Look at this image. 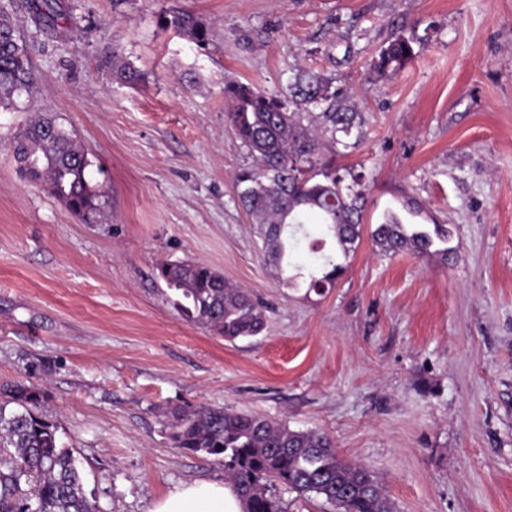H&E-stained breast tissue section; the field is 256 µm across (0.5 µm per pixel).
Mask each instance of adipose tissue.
Listing matches in <instances>:
<instances>
[{"mask_svg": "<svg viewBox=\"0 0 512 512\" xmlns=\"http://www.w3.org/2000/svg\"><path fill=\"white\" fill-rule=\"evenodd\" d=\"M149 512H241V506L223 483L199 482L175 487Z\"/></svg>", "mask_w": 512, "mask_h": 512, "instance_id": "obj_1", "label": "adipose tissue"}]
</instances>
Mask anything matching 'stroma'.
<instances>
[{"label":"stroma","instance_id":"stroma-1","mask_svg":"<svg viewBox=\"0 0 512 512\" xmlns=\"http://www.w3.org/2000/svg\"><path fill=\"white\" fill-rule=\"evenodd\" d=\"M57 26L16 20L31 86L0 109V384L45 393L100 512H149L224 462L177 447L202 405L324 431L372 470L394 512H512V0H62ZM188 12L198 48L161 15ZM415 56L381 78L396 37ZM120 56L143 81H116ZM344 89L363 119L337 156L367 176L368 229L335 288L284 287L257 248L236 177L254 159L227 126L224 83L283 93L296 70ZM48 113L106 191L71 214L10 149ZM444 224L447 264L379 256L387 210ZM202 262L262 305L263 334L186 320L161 264Z\"/></svg>","mask_w":512,"mask_h":512}]
</instances>
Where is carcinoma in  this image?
Listing matches in <instances>:
<instances>
[{
    "mask_svg": "<svg viewBox=\"0 0 512 512\" xmlns=\"http://www.w3.org/2000/svg\"><path fill=\"white\" fill-rule=\"evenodd\" d=\"M63 17L59 0H36L31 20L53 27ZM160 22L182 32L197 47L211 34L193 15L176 13ZM411 42L398 37L374 61L380 75L401 71L413 58ZM112 74L126 84L142 80L133 64L112 58ZM30 83L29 60L11 16L0 11V108ZM330 78L311 71L295 77L289 97L250 84H224L225 118L235 136L256 160L255 169L239 178V198L257 226L262 249L282 283L306 286L317 294L336 286L347 269L363 232L364 175L338 168L335 156L321 151L318 133L334 143L360 126L358 113L339 104ZM322 108L308 111V106ZM13 153L26 160L25 178L56 197L74 215L85 218L100 210L102 193L91 186V161L81 146L51 116H38L13 140ZM324 226L311 252L321 262L306 270L290 265L304 219ZM371 238L379 254L410 252L448 264L446 224H406L395 212L375 225ZM159 277L176 295L174 305L188 319L228 340L257 336L265 329L262 307L243 289L200 262L164 263ZM43 393L21 382L0 385V512H99L84 490L73 450L64 446L57 426L39 414ZM176 445L193 452L224 457V487L240 501L242 512H283L271 488L280 485L300 495L314 494L338 512H392L388 496L370 470L341 461L331 440L315 430H295L288 423L200 406L175 418Z\"/></svg>",
    "mask_w": 512,
    "mask_h": 512,
    "instance_id": "obj_1",
    "label": "carcinoma"
}]
</instances>
